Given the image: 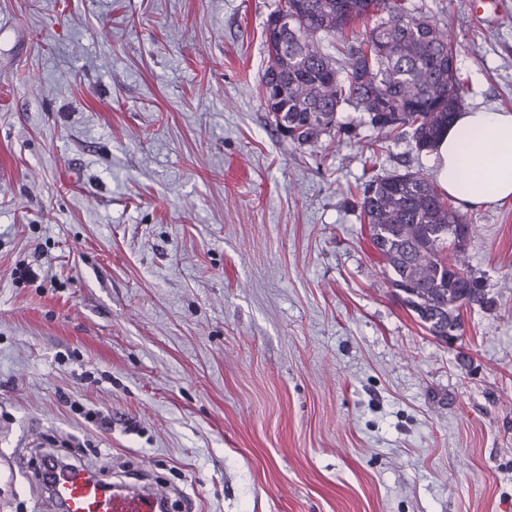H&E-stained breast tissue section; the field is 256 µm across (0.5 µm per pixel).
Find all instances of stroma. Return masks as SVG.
I'll return each instance as SVG.
<instances>
[{
	"instance_id": "35a3bbf8",
	"label": "stroma",
	"mask_w": 512,
	"mask_h": 512,
	"mask_svg": "<svg viewBox=\"0 0 512 512\" xmlns=\"http://www.w3.org/2000/svg\"><path fill=\"white\" fill-rule=\"evenodd\" d=\"M275 0H0V512L40 446L170 512H512V201L448 345L355 200L410 138L299 148L259 83ZM464 107L512 110V0H422Z\"/></svg>"
}]
</instances>
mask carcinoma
Segmentation results:
<instances>
[{
    "label": "carcinoma",
    "mask_w": 512,
    "mask_h": 512,
    "mask_svg": "<svg viewBox=\"0 0 512 512\" xmlns=\"http://www.w3.org/2000/svg\"><path fill=\"white\" fill-rule=\"evenodd\" d=\"M281 16L292 26L279 55L272 26ZM359 22L364 34L353 45ZM264 35L270 64L260 96L276 129L300 148L346 133L339 112L348 106L377 138L409 133L428 152L462 106L458 50L411 0H276ZM325 38L344 50V67L323 50ZM360 209L390 287L431 335L462 330V311L490 304L482 277L461 259L471 225L428 176L374 180Z\"/></svg>",
    "instance_id": "obj_1"
}]
</instances>
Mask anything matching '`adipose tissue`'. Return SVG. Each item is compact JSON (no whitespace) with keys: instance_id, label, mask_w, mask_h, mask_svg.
Returning <instances> with one entry per match:
<instances>
[{"instance_id":"obj_1","label":"adipose tissue","mask_w":512,"mask_h":512,"mask_svg":"<svg viewBox=\"0 0 512 512\" xmlns=\"http://www.w3.org/2000/svg\"><path fill=\"white\" fill-rule=\"evenodd\" d=\"M431 157L438 185L463 207L512 199V111L456 112Z\"/></svg>"}]
</instances>
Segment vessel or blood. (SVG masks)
Returning <instances> with one entry per match:
<instances>
[{"instance_id":"b4317fda","label":"vessel or blood","mask_w":512,"mask_h":512,"mask_svg":"<svg viewBox=\"0 0 512 512\" xmlns=\"http://www.w3.org/2000/svg\"><path fill=\"white\" fill-rule=\"evenodd\" d=\"M40 486L58 512H162L167 504L166 493L155 487L111 488L92 468L55 457L45 459Z\"/></svg>"}]
</instances>
